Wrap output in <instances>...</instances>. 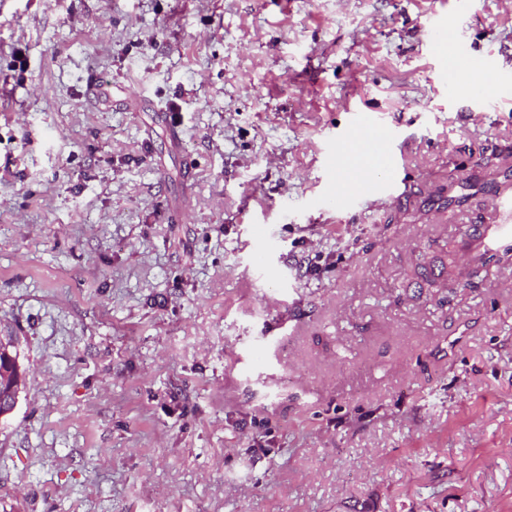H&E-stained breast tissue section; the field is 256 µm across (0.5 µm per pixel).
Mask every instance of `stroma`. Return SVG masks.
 I'll return each mask as SVG.
<instances>
[{"label": "stroma", "mask_w": 512, "mask_h": 512, "mask_svg": "<svg viewBox=\"0 0 512 512\" xmlns=\"http://www.w3.org/2000/svg\"><path fill=\"white\" fill-rule=\"evenodd\" d=\"M434 13L512 73V0H0V512H512V84ZM487 224L467 227L463 232L464 256L476 261L484 252L512 249V193L498 192L490 202Z\"/></svg>", "instance_id": "1"}]
</instances>
